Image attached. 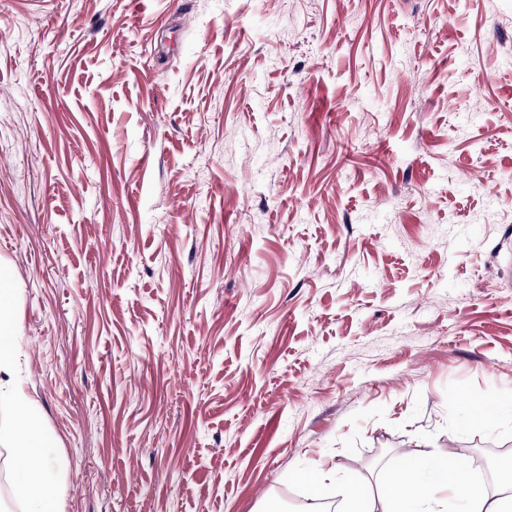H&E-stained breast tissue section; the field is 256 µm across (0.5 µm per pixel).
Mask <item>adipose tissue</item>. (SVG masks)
<instances>
[{
    "mask_svg": "<svg viewBox=\"0 0 512 512\" xmlns=\"http://www.w3.org/2000/svg\"><path fill=\"white\" fill-rule=\"evenodd\" d=\"M18 300L10 267L0 261V409L8 414L0 422V445L9 450L13 496L21 512H61L54 492L62 472L56 440L45 430L35 402L10 379L16 360L14 307ZM433 466L436 476L427 481L420 479L412 465L394 468L388 483L402 488L399 496L384 493L368 504L347 493L349 512H447L443 499L447 492L463 503L464 512H512L511 483L491 493L472 481L468 468L452 467L442 460Z\"/></svg>",
    "mask_w": 512,
    "mask_h": 512,
    "instance_id": "adipose-tissue-1",
    "label": "adipose tissue"
}]
</instances>
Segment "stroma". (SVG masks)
<instances>
[{
    "mask_svg": "<svg viewBox=\"0 0 512 512\" xmlns=\"http://www.w3.org/2000/svg\"><path fill=\"white\" fill-rule=\"evenodd\" d=\"M510 235L512 0H0L64 512H343L418 446L512 448Z\"/></svg>",
    "mask_w": 512,
    "mask_h": 512,
    "instance_id": "obj_1",
    "label": "stroma"
}]
</instances>
